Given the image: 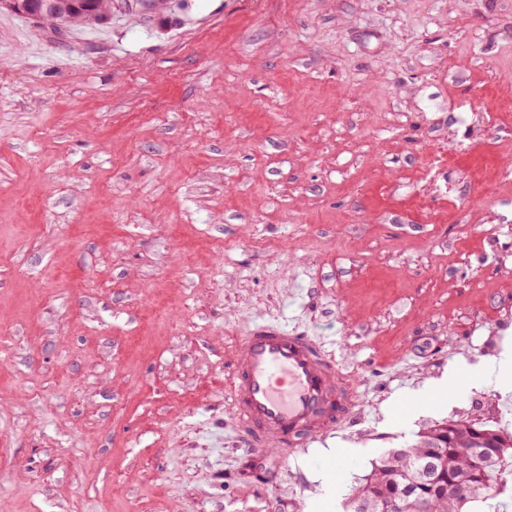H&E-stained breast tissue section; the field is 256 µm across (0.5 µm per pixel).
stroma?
I'll return each instance as SVG.
<instances>
[{
  "label": "stroma",
  "instance_id": "1",
  "mask_svg": "<svg viewBox=\"0 0 512 512\" xmlns=\"http://www.w3.org/2000/svg\"><path fill=\"white\" fill-rule=\"evenodd\" d=\"M113 2L0 10V512H344L436 421L512 433V0ZM261 323L355 390L305 447L238 425ZM42 14L57 17H45L41 21H49L57 30L67 26H96L107 24L112 20V0H84L78 5L77 12L69 21L58 17H70L76 11L70 0H41Z\"/></svg>",
  "mask_w": 512,
  "mask_h": 512
}]
</instances>
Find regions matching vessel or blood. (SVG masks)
<instances>
[{
	"label": "vessel or blood",
	"instance_id": "vessel-or-blood-1",
	"mask_svg": "<svg viewBox=\"0 0 512 512\" xmlns=\"http://www.w3.org/2000/svg\"><path fill=\"white\" fill-rule=\"evenodd\" d=\"M235 408L250 445L304 446L316 426L351 412V388L308 336L259 325L244 336L232 364Z\"/></svg>",
	"mask_w": 512,
	"mask_h": 512
}]
</instances>
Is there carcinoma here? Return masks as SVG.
Wrapping results in <instances>:
<instances>
[{"label": "carcinoma", "mask_w": 512, "mask_h": 512, "mask_svg": "<svg viewBox=\"0 0 512 512\" xmlns=\"http://www.w3.org/2000/svg\"><path fill=\"white\" fill-rule=\"evenodd\" d=\"M45 20L59 31L104 25L112 20V0H82L70 20ZM488 444L501 448L492 462L479 452ZM511 462V435L486 423L438 421L415 443L381 457L348 497L345 512H463L467 503L500 489Z\"/></svg>", "instance_id": "carcinoma-1"}]
</instances>
